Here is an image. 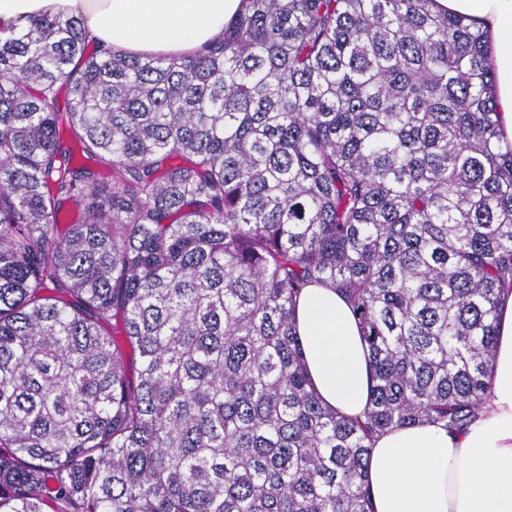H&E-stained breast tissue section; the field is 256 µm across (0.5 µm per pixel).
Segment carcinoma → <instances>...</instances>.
Returning a JSON list of instances; mask_svg holds the SVG:
<instances>
[{
  "instance_id": "obj_1",
  "label": "carcinoma",
  "mask_w": 512,
  "mask_h": 512,
  "mask_svg": "<svg viewBox=\"0 0 512 512\" xmlns=\"http://www.w3.org/2000/svg\"><path fill=\"white\" fill-rule=\"evenodd\" d=\"M189 57L0 37V512H371L382 433L478 418L512 287L487 36L435 0H243ZM359 321L325 406L300 288ZM297 332L322 403L362 415L370 397L369 360L347 303L330 288L305 286L297 299Z\"/></svg>"
}]
</instances>
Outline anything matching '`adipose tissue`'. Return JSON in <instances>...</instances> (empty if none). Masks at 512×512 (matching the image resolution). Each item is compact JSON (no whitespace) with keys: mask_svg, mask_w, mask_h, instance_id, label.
Returning <instances> with one entry per match:
<instances>
[{"mask_svg":"<svg viewBox=\"0 0 512 512\" xmlns=\"http://www.w3.org/2000/svg\"><path fill=\"white\" fill-rule=\"evenodd\" d=\"M242 0H0V35L45 14L75 17L89 37L132 55L186 56L224 34ZM468 17L492 45L501 133L512 141V0H436ZM491 389L479 417L459 431L420 424L380 435L368 475L374 512H512V290L501 296ZM297 332L323 404L362 415L368 355L347 303L310 284L297 300Z\"/></svg>","mask_w":512,"mask_h":512,"instance_id":"adipose-tissue-1","label":"adipose tissue"}]
</instances>
